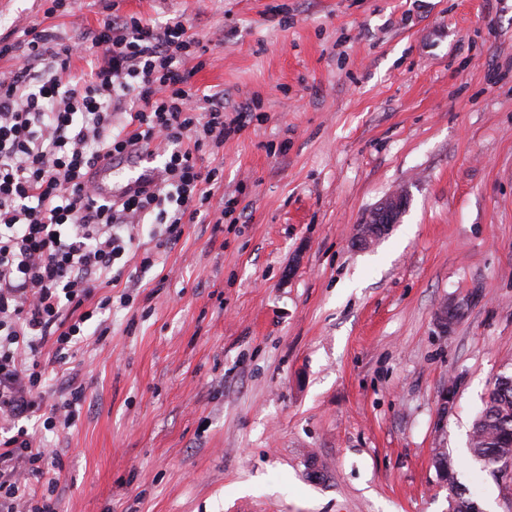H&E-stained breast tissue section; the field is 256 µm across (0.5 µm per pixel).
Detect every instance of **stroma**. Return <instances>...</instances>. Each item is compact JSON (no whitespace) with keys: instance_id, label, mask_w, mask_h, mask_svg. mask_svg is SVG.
I'll return each instance as SVG.
<instances>
[{"instance_id":"stroma-1","label":"stroma","mask_w":512,"mask_h":512,"mask_svg":"<svg viewBox=\"0 0 512 512\" xmlns=\"http://www.w3.org/2000/svg\"><path fill=\"white\" fill-rule=\"evenodd\" d=\"M111 0H0V38L98 27ZM181 17L192 81L256 113L217 155L229 224L142 226L111 332L49 374L85 388L46 430L58 512H448L436 453L482 512L512 480L469 431L512 374V0H120ZM408 207L361 250L387 194ZM459 305L451 330L435 313ZM454 400L443 406L448 386Z\"/></svg>"}]
</instances>
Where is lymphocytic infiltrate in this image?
<instances>
[{
	"label": "lymphocytic infiltrate",
	"mask_w": 512,
	"mask_h": 512,
	"mask_svg": "<svg viewBox=\"0 0 512 512\" xmlns=\"http://www.w3.org/2000/svg\"><path fill=\"white\" fill-rule=\"evenodd\" d=\"M203 46L180 18L163 24L112 14L85 37L27 30L21 63L0 73V502L6 512H55L32 483L59 468L56 456L22 426L45 395L38 354L54 345L67 364L86 340L84 326L110 309L95 289L111 285L133 230L180 225L223 211L213 190L219 168L201 164L238 134L246 113L227 116L224 94L201 93L187 64ZM85 69H71L73 58ZM129 114L126 123L117 113ZM163 157L148 180L105 200L88 175L106 157Z\"/></svg>",
	"instance_id": "f902f5d3"
}]
</instances>
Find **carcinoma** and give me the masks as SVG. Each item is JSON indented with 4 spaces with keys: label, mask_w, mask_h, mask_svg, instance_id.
Here are the masks:
<instances>
[{
    "label": "carcinoma",
    "mask_w": 512,
    "mask_h": 512,
    "mask_svg": "<svg viewBox=\"0 0 512 512\" xmlns=\"http://www.w3.org/2000/svg\"><path fill=\"white\" fill-rule=\"evenodd\" d=\"M469 448L473 459L493 474L497 459L505 456L512 459V375L495 379L483 410L473 421ZM436 465L440 479L450 492L448 512H469L473 500L458 489L453 462L440 457Z\"/></svg>",
    "instance_id": "obj_1"
}]
</instances>
